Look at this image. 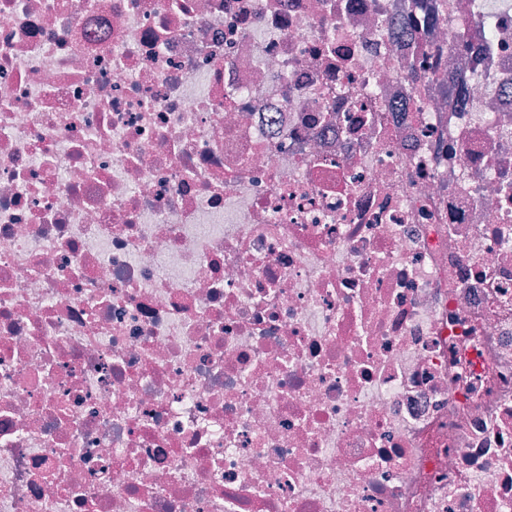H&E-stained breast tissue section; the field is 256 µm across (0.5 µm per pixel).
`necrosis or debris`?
Returning a JSON list of instances; mask_svg holds the SVG:
<instances>
[{
  "mask_svg": "<svg viewBox=\"0 0 512 512\" xmlns=\"http://www.w3.org/2000/svg\"><path fill=\"white\" fill-rule=\"evenodd\" d=\"M0 512H512V0H0Z\"/></svg>",
  "mask_w": 512,
  "mask_h": 512,
  "instance_id": "necrosis-or-debris-1",
  "label": "necrosis or debris"
}]
</instances>
